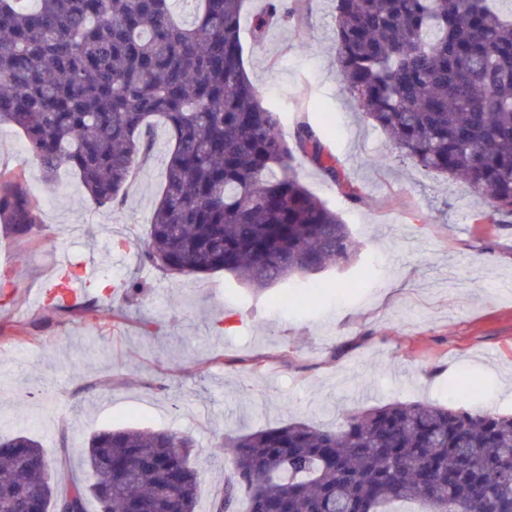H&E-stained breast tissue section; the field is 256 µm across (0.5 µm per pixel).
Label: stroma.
I'll return each instance as SVG.
<instances>
[{
	"instance_id": "obj_1",
	"label": "stroma",
	"mask_w": 512,
	"mask_h": 512,
	"mask_svg": "<svg viewBox=\"0 0 512 512\" xmlns=\"http://www.w3.org/2000/svg\"><path fill=\"white\" fill-rule=\"evenodd\" d=\"M246 0L244 62L263 97L321 129L347 198L309 162L299 173L338 211L360 244L352 266L321 273L348 281L307 306L278 288L255 294L224 273L171 278L140 264L164 181L168 143L130 177L120 208L83 201L78 176L46 180L24 135L0 126V169L20 174L41 201L35 242L0 235V437L37 439L48 455L67 444L69 472L89 477L83 453L109 428L191 436L201 475L197 512H210L233 470L213 446L224 435L290 421L335 428L352 410L395 401L512 413V223L480 224L483 200L465 184L402 159L348 99L336 65L333 0H304L261 44ZM95 256L98 281L138 278L124 324L102 309L64 315L34 301L61 263Z\"/></svg>"
}]
</instances>
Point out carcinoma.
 <instances>
[{
    "label": "carcinoma",
    "mask_w": 512,
    "mask_h": 512,
    "mask_svg": "<svg viewBox=\"0 0 512 512\" xmlns=\"http://www.w3.org/2000/svg\"><path fill=\"white\" fill-rule=\"evenodd\" d=\"M193 4L190 22L178 2ZM0 0V125L18 128L45 178L67 165L84 199L123 203L134 170L169 138L144 264L174 277L224 272L288 294L351 264L359 244L298 175L318 166L351 199L307 121L292 141L246 75L244 0ZM336 64L354 107L413 165L484 196L478 221L512 216V0H335ZM298 10L268 3L254 42ZM40 202L0 171V227L36 238ZM193 441L174 431L91 436V480L68 481L69 449L48 458L31 436L0 439V512H195ZM233 472L212 512H512V415L396 402L336 429L288 422L216 445Z\"/></svg>",
    "instance_id": "1"
}]
</instances>
